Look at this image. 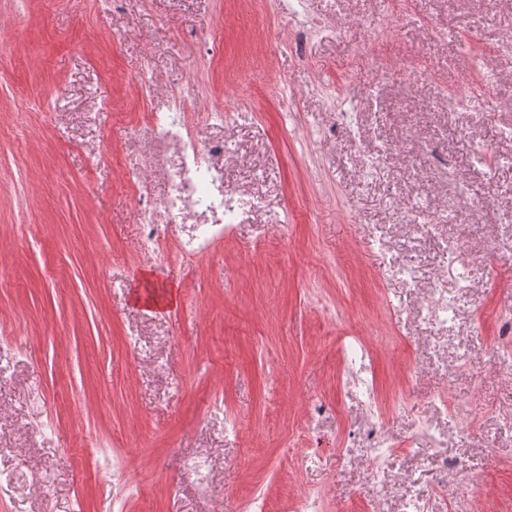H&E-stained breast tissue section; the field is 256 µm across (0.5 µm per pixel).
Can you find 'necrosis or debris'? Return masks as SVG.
Listing matches in <instances>:
<instances>
[{"label":"necrosis or debris","mask_w":512,"mask_h":512,"mask_svg":"<svg viewBox=\"0 0 512 512\" xmlns=\"http://www.w3.org/2000/svg\"><path fill=\"white\" fill-rule=\"evenodd\" d=\"M154 79L151 71L137 79L141 95L152 99L153 107L147 122L135 130L136 149L125 156L129 194L144 246L162 254L174 249L188 257L199 256L228 235L234 225L247 223L263 201L257 197L251 206H244L241 193L225 183L224 166L233 152L229 142L199 138L201 120L189 111L195 79H187L161 99L155 96ZM159 182L166 186L160 195L154 192ZM505 248L512 249V238L495 239L483 251H474L469 231H462L456 239L440 245L446 272L424 283L412 264L395 263L407 286L421 288L425 296L417 318L420 330L437 331L462 318L464 312L457 299L459 293L474 290L475 266ZM432 349L434 358H446L452 379L460 370L474 368L483 360L511 374L512 311L507 309L499 315L496 339L483 355H474L463 342L451 350L436 339ZM342 364V390L360 393L362 401L360 415L344 436L338 454L344 466L365 467L372 485L367 512H390L389 506L395 501L400 504L398 512H468L470 501L481 493V481L464 457L447 454V442L442 438L436 441L441 452L431 474L430 492L420 495L406 488L396 489L387 466L395 448L387 435L389 416L378 405L373 357L361 336L344 337ZM452 474L466 479L453 492L448 489Z\"/></svg>","instance_id":"necrosis-or-debris-1"}]
</instances>
